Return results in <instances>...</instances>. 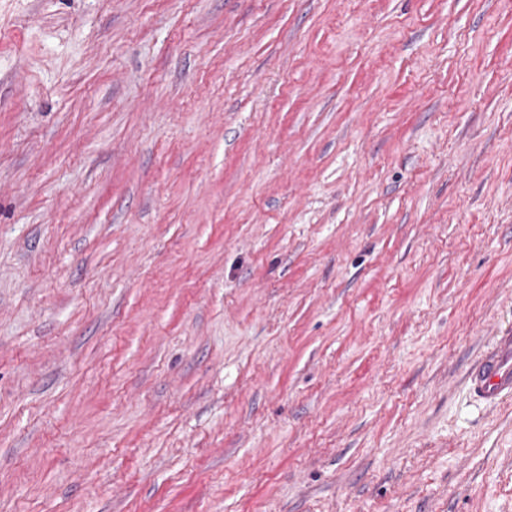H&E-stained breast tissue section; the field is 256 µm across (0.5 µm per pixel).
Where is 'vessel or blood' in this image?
<instances>
[{
    "mask_svg": "<svg viewBox=\"0 0 512 512\" xmlns=\"http://www.w3.org/2000/svg\"><path fill=\"white\" fill-rule=\"evenodd\" d=\"M472 395L493 406L512 398V328L500 330L467 373Z\"/></svg>",
    "mask_w": 512,
    "mask_h": 512,
    "instance_id": "b4317fda",
    "label": "vessel or blood"
}]
</instances>
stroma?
I'll use <instances>...</instances> for the list:
<instances>
[{"label": "stroma", "instance_id": "1", "mask_svg": "<svg viewBox=\"0 0 512 512\" xmlns=\"http://www.w3.org/2000/svg\"><path fill=\"white\" fill-rule=\"evenodd\" d=\"M512 0H0V512H512ZM472 395L493 406L512 398V328L500 330L467 373Z\"/></svg>", "mask_w": 512, "mask_h": 512}]
</instances>
